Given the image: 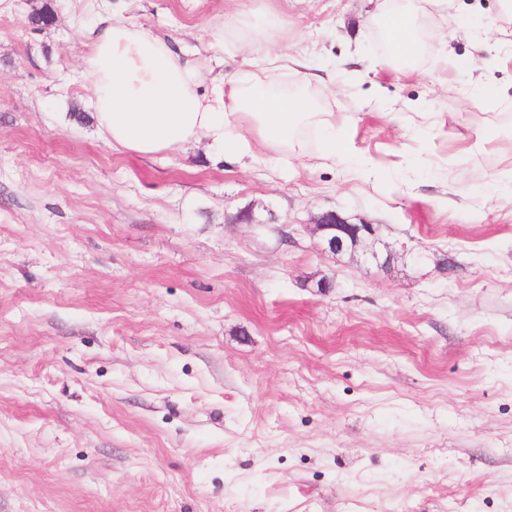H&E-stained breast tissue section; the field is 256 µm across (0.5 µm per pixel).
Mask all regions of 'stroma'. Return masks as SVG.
<instances>
[{
	"mask_svg": "<svg viewBox=\"0 0 512 512\" xmlns=\"http://www.w3.org/2000/svg\"><path fill=\"white\" fill-rule=\"evenodd\" d=\"M378 2L0 0V512H512V21L447 0L396 73ZM270 5L349 166L101 138L102 17L223 55L208 96ZM279 26H281L279 13L271 7H267L258 14H238L231 32L240 45L252 48L261 43L269 30ZM317 229L322 232L326 248L332 253H341L355 249L365 241L372 242L370 249L366 250L367 259L374 262L380 270L390 264L392 252L386 250L385 257L373 246L377 241L378 225L367 222L351 223L335 211H328L317 218Z\"/></svg>",
	"mask_w": 512,
	"mask_h": 512,
	"instance_id": "1",
	"label": "stroma"
}]
</instances>
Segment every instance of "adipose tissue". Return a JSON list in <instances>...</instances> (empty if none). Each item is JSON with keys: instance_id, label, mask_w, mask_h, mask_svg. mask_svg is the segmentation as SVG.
I'll list each match as a JSON object with an SVG mask.
<instances>
[{"instance_id": "adipose-tissue-1", "label": "adipose tissue", "mask_w": 512, "mask_h": 512, "mask_svg": "<svg viewBox=\"0 0 512 512\" xmlns=\"http://www.w3.org/2000/svg\"><path fill=\"white\" fill-rule=\"evenodd\" d=\"M433 0H380L370 25L385 36L381 62L392 69L419 62L421 20ZM281 24L266 8L238 14L232 32L239 44L259 45ZM100 133L115 150L156 155L182 148L198 137L212 146L249 154L254 144L276 153L304 156L308 133L320 137L323 159H346L336 125L306 93L276 91L274 73L285 67L283 53H265L251 69L225 81L212 97L195 91L200 69L175 54L159 37L106 17L89 40Z\"/></svg>"}]
</instances>
